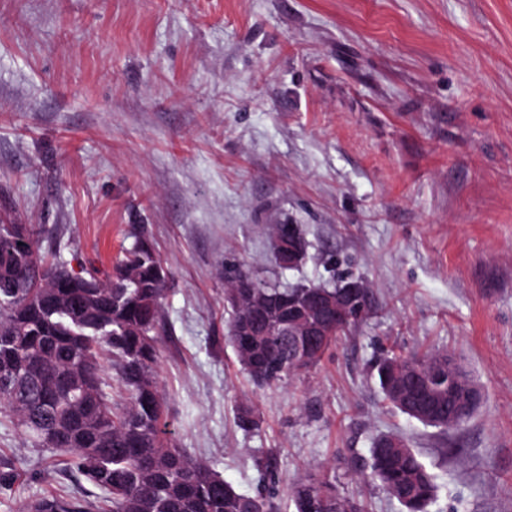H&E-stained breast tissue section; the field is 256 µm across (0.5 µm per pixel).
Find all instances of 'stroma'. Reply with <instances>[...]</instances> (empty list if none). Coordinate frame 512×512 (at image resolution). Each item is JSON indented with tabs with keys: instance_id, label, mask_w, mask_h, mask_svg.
I'll return each instance as SVG.
<instances>
[{
	"instance_id": "obj_1",
	"label": "stroma",
	"mask_w": 512,
	"mask_h": 512,
	"mask_svg": "<svg viewBox=\"0 0 512 512\" xmlns=\"http://www.w3.org/2000/svg\"><path fill=\"white\" fill-rule=\"evenodd\" d=\"M1 223L74 268L152 243L163 439L237 491L282 503L325 472L367 512H404L360 477L396 433L435 476L428 512H512V0H0ZM278 224L309 242L302 268L277 266ZM228 263L284 286L359 277L375 312L259 386L228 338ZM434 350L483 389L464 426L379 389L388 352ZM71 460L0 423V512H99Z\"/></svg>"
}]
</instances>
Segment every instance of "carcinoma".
<instances>
[{
	"label": "carcinoma",
	"mask_w": 512,
	"mask_h": 512,
	"mask_svg": "<svg viewBox=\"0 0 512 512\" xmlns=\"http://www.w3.org/2000/svg\"><path fill=\"white\" fill-rule=\"evenodd\" d=\"M27 241L20 248L17 241ZM247 279L266 298L258 310L233 309L228 320L237 358L259 385L295 374L292 346L281 336L297 301L288 288L224 266V292ZM168 274L152 245L135 235L121 248L113 271H75L53 258L51 247L25 224H0V416L17 418L34 443L63 448L104 493V512H275L271 498L248 495L161 438L162 395L154 376ZM365 305L331 328L314 349L311 366L369 315ZM108 349L126 394L118 407L102 389L100 353ZM418 361L391 356L376 365L388 403L406 413L393 394L396 369ZM448 404L422 424L453 428ZM392 434L377 436L364 478L395 498L405 512H427L437 485L419 455ZM292 512H364L323 473H309L289 490Z\"/></svg>",
	"instance_id": "cac0c4a2"
}]
</instances>
